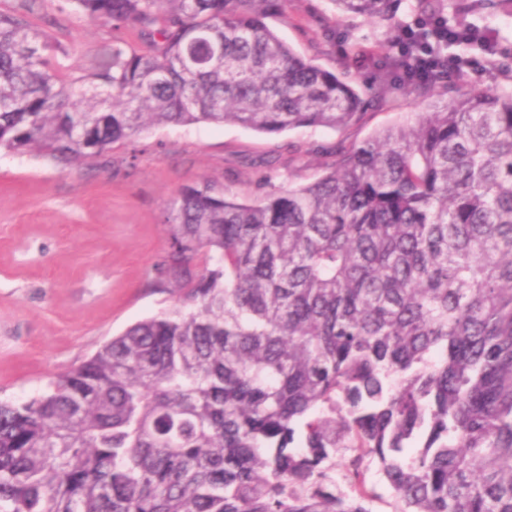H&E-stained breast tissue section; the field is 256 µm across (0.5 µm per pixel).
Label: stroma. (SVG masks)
Instances as JSON below:
<instances>
[{"label": "stroma", "mask_w": 512, "mask_h": 512, "mask_svg": "<svg viewBox=\"0 0 512 512\" xmlns=\"http://www.w3.org/2000/svg\"><path fill=\"white\" fill-rule=\"evenodd\" d=\"M330 0H290L287 18L267 24L301 56L348 74L359 91L386 80L384 98L344 131L295 129L265 135L237 125L199 123L144 133L94 167H61L34 154L0 150V400L22 402L94 354L112 336L177 299L152 285L169 250L163 214L180 189L203 179L239 199L261 195L259 179L312 182L339 147L429 109L384 69L393 50L382 28L359 19L325 25ZM58 36L71 70L108 28L44 0L35 19ZM358 39L365 52L350 48ZM330 42L328 53L318 45Z\"/></svg>", "instance_id": "obj_1"}]
</instances>
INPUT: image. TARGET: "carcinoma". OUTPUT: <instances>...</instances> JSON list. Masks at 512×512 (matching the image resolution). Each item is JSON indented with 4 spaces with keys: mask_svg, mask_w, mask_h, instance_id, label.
I'll return each instance as SVG.
<instances>
[{
    "mask_svg": "<svg viewBox=\"0 0 512 512\" xmlns=\"http://www.w3.org/2000/svg\"><path fill=\"white\" fill-rule=\"evenodd\" d=\"M39 0L0 8V149L92 165L145 130L344 131L385 96L267 24L290 0H65L112 37L58 61ZM396 42L402 0H331ZM470 27L512 0H411ZM135 32L141 51L125 34ZM434 111L341 148L315 181L166 210L179 294L0 401V512H512V92L408 82Z\"/></svg>",
    "mask_w": 512,
    "mask_h": 512,
    "instance_id": "carcinoma-1",
    "label": "carcinoma"
}]
</instances>
